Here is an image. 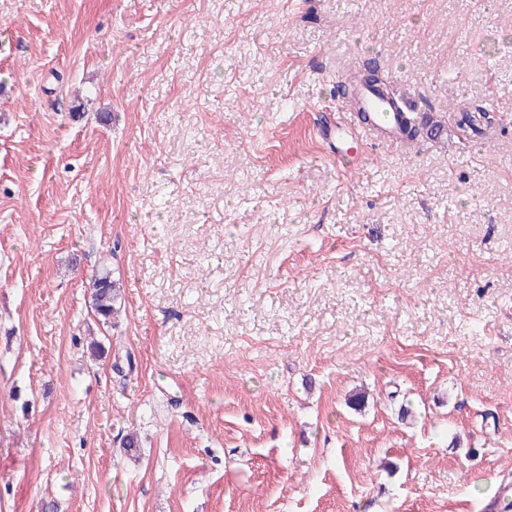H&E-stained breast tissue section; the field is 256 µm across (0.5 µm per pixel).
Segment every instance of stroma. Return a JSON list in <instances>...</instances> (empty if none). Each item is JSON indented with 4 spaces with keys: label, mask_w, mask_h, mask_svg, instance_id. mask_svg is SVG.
I'll return each instance as SVG.
<instances>
[{
    "label": "stroma",
    "mask_w": 512,
    "mask_h": 512,
    "mask_svg": "<svg viewBox=\"0 0 512 512\" xmlns=\"http://www.w3.org/2000/svg\"><path fill=\"white\" fill-rule=\"evenodd\" d=\"M370 61L444 131L342 174ZM508 306L512 0H0V512H485ZM323 135L330 143L332 156L336 157V160L340 161L345 169L351 168V165L346 160V155L350 148L346 146L350 141H353L352 135L357 139L363 140L359 133L355 132L348 123L339 121L337 125L326 128ZM91 310L98 324L108 326L112 316L117 313L120 300V288L112 280L109 272L95 275L91 279Z\"/></svg>",
    "instance_id": "1"
}]
</instances>
